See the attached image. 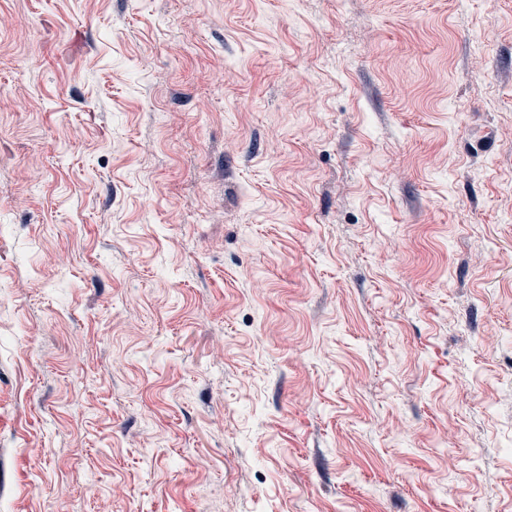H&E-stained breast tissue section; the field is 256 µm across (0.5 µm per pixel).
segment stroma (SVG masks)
Wrapping results in <instances>:
<instances>
[{"label": "stroma", "instance_id": "35a3bbf8", "mask_svg": "<svg viewBox=\"0 0 512 512\" xmlns=\"http://www.w3.org/2000/svg\"><path fill=\"white\" fill-rule=\"evenodd\" d=\"M0 512H512V0H0Z\"/></svg>", "mask_w": 512, "mask_h": 512}]
</instances>
